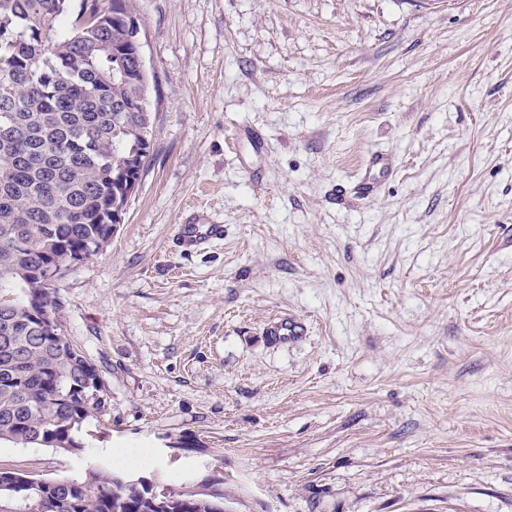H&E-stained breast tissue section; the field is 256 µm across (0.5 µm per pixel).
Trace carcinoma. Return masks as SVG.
Listing matches in <instances>:
<instances>
[{
	"label": "carcinoma",
	"instance_id": "obj_1",
	"mask_svg": "<svg viewBox=\"0 0 512 512\" xmlns=\"http://www.w3.org/2000/svg\"><path fill=\"white\" fill-rule=\"evenodd\" d=\"M129 0H0V444L81 450L79 434L104 389L87 384V356L43 325L58 310L52 271L65 272L112 239L127 159L146 121ZM178 512H224V496ZM156 512L113 468L0 489L26 512Z\"/></svg>",
	"mask_w": 512,
	"mask_h": 512
}]
</instances>
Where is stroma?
<instances>
[{"instance_id":"obj_1","label":"stroma","mask_w":512,"mask_h":512,"mask_svg":"<svg viewBox=\"0 0 512 512\" xmlns=\"http://www.w3.org/2000/svg\"><path fill=\"white\" fill-rule=\"evenodd\" d=\"M131 3L151 159L53 284L102 403L82 451L0 469L138 448L227 512H512V0ZM375 150L393 176L338 196ZM202 209L223 241L179 252ZM280 314L306 335L273 342Z\"/></svg>"}]
</instances>
